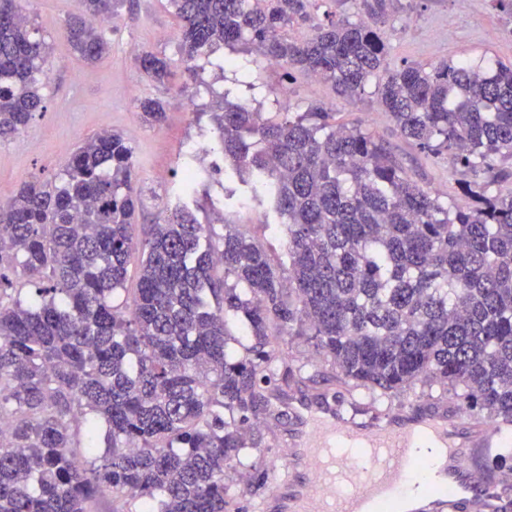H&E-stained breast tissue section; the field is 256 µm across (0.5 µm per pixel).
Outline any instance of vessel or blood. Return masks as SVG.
I'll use <instances>...</instances> for the list:
<instances>
[{
	"label": "vessel or blood",
	"instance_id": "b4317fda",
	"mask_svg": "<svg viewBox=\"0 0 512 512\" xmlns=\"http://www.w3.org/2000/svg\"><path fill=\"white\" fill-rule=\"evenodd\" d=\"M288 462L278 468L277 493L264 496L262 512H376L396 498L414 470V432L439 442V467L448 494L431 493L419 512H505L512 504V476L489 467L506 423L456 422L443 412L433 421L414 406L382 418L346 420L332 403L298 401Z\"/></svg>",
	"mask_w": 512,
	"mask_h": 512
}]
</instances>
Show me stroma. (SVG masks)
Masks as SVG:
<instances>
[{
    "instance_id": "35a3bbf8",
    "label": "stroma",
    "mask_w": 512,
    "mask_h": 512,
    "mask_svg": "<svg viewBox=\"0 0 512 512\" xmlns=\"http://www.w3.org/2000/svg\"><path fill=\"white\" fill-rule=\"evenodd\" d=\"M77 8V0H32L31 16L52 46L46 108L36 114L23 134L0 140V200L13 196L32 175L54 177L69 153L86 138L105 129L117 130L134 150L137 177L132 191L141 200L135 230L143 232L145 225L162 221L167 203L177 195L185 144L192 140L210 142L214 135L211 115L220 111L228 99L248 102L260 112L318 109L333 113L337 123L361 127L382 141L420 187L444 200H464L458 174L447 162L428 156L403 137L372 91L350 98L341 95L330 82L302 72L288 75L256 53L228 48L224 54L235 58V67L211 74V91L198 92L195 108L186 111L179 104L186 88L184 77L178 74L168 83L157 84L142 75L138 62L144 50L175 57L180 23L169 0H127L112 26L109 55L92 67L71 53L63 34L67 16ZM385 41L388 61L394 67L459 59L510 65L512 17L500 12L494 0H398L385 28ZM283 83L292 90L286 99L277 94ZM147 97L164 103V125L144 121L138 102ZM197 202L203 207L201 221L213 224L216 232H223L225 223L238 224L269 253L282 254L283 241L267 206L253 201L225 208L223 174L200 184ZM288 363L301 372L302 378L289 380L283 392L292 398L302 395L311 400L323 393L334 395L348 415L436 405L418 389L378 401L367 390L330 380V367L303 342L289 347ZM318 374L322 382L310 383V376ZM288 425V417L272 410L259 414V446L253 455L259 478L238 488L227 512H253L256 498L271 493L277 480L275 468L284 461L282 448Z\"/></svg>"
}]
</instances>
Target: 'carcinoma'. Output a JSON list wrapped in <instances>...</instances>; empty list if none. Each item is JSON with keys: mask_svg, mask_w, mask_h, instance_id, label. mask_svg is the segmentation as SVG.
<instances>
[{"mask_svg": "<svg viewBox=\"0 0 512 512\" xmlns=\"http://www.w3.org/2000/svg\"><path fill=\"white\" fill-rule=\"evenodd\" d=\"M170 2L178 59L142 52L150 81L222 72L216 53L236 45L348 97L376 79L400 133L468 176L467 201L441 202L326 112L226 101L211 113L224 181L267 204L284 257L202 223L193 179L137 240L131 145L112 130L84 140L54 179L0 202V512H92L100 497L112 512H225L224 474L257 447L252 422L298 340L381 397L419 385L512 423V192L498 190L512 178V66L390 69L384 0H362L367 22L330 16L301 39L287 29L309 0ZM80 3L65 37L92 65L120 0ZM50 64L29 0H0V139L44 110ZM140 109L166 119L159 100Z\"/></svg>", "mask_w": 512, "mask_h": 512, "instance_id": "obj_1", "label": "carcinoma"}]
</instances>
